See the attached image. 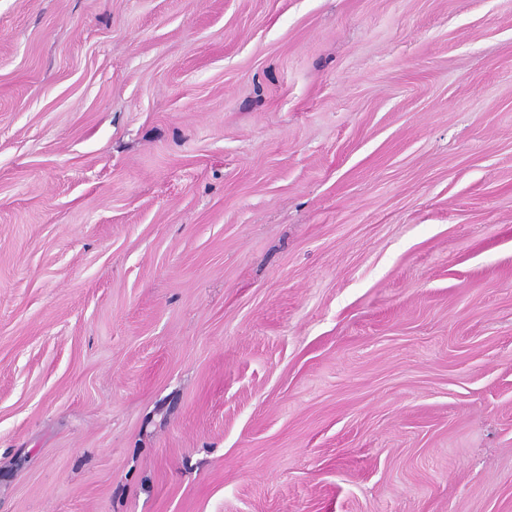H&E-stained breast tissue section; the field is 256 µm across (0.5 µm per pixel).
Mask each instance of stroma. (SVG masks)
I'll return each mask as SVG.
<instances>
[{"mask_svg": "<svg viewBox=\"0 0 512 512\" xmlns=\"http://www.w3.org/2000/svg\"><path fill=\"white\" fill-rule=\"evenodd\" d=\"M0 512H512V0H0Z\"/></svg>", "mask_w": 512, "mask_h": 512, "instance_id": "35a3bbf8", "label": "stroma"}]
</instances>
